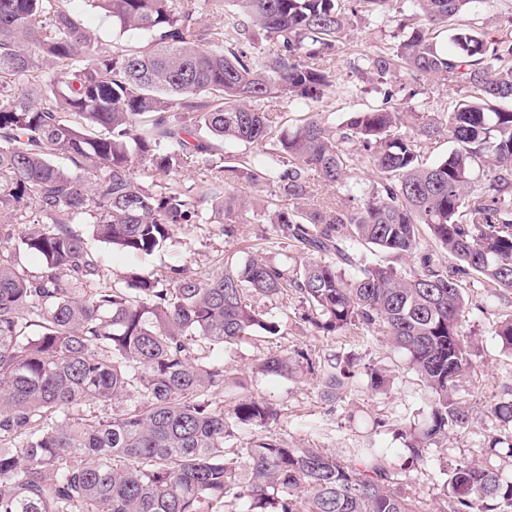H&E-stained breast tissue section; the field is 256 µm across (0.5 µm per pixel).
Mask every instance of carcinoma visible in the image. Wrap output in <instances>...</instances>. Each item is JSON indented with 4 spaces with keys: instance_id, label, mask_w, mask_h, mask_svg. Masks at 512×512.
Returning <instances> with one entry per match:
<instances>
[{
    "instance_id": "cac0c4a2",
    "label": "carcinoma",
    "mask_w": 512,
    "mask_h": 512,
    "mask_svg": "<svg viewBox=\"0 0 512 512\" xmlns=\"http://www.w3.org/2000/svg\"><path fill=\"white\" fill-rule=\"evenodd\" d=\"M81 2L112 19L117 37L145 41L100 50L61 0H0V512H238L242 501L243 512H428L390 481L376 448L348 463L277 436L226 449L239 427L268 428L279 411L254 396L224 410L213 401L224 363L194 351L283 334L286 322L254 302L289 292L316 332H377L404 353L431 394L425 422L402 432L412 458L468 426L455 396L471 365L462 278L474 272L512 292V37L466 20L471 0H406L394 16L403 39L354 69L410 71L467 96L414 113L385 93L336 129L314 111L333 87L326 63L351 18L384 16L392 0ZM228 5L236 20L201 23ZM256 28L274 50L256 47ZM410 116L417 138L401 131ZM444 135L454 151L425 165L427 142ZM363 158L379 173L368 195L314 203L310 172L334 188ZM200 164L211 178H171ZM228 179L274 188L259 222L311 258L105 273L95 242L149 256L204 222L234 238L247 202ZM86 217L90 239L72 228ZM425 232L455 266L425 255L402 273L359 255L362 246L410 257ZM24 255L40 266L27 268ZM494 334L512 350V315ZM296 366L281 351L258 371ZM351 375L322 371L323 398L336 400ZM445 488L451 512H512V480L488 466L458 463Z\"/></svg>"
}]
</instances>
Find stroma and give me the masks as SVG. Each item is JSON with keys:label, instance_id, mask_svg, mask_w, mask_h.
<instances>
[{"label": "stroma", "instance_id": "35a3bbf8", "mask_svg": "<svg viewBox=\"0 0 512 512\" xmlns=\"http://www.w3.org/2000/svg\"><path fill=\"white\" fill-rule=\"evenodd\" d=\"M511 14L512 0H471L467 12L495 37L512 33L506 23ZM397 42L394 24L352 20L344 51L336 60L334 87L320 104L329 123L340 126L349 113L362 111L378 99L380 83L359 74L353 62ZM388 82L401 94H415L428 112L447 111L449 104L462 96L459 88L427 84L407 73L389 77ZM240 193L247 197L249 209L241 215L235 238L224 239L214 224L180 229L160 251L140 260V267L157 272L179 264L204 269L219 258L241 263L255 254L279 264L301 261L302 255L296 250L266 243L265 225L251 221L253 211L262 210L269 189L244 187ZM462 285L469 308L465 332L473 369L462 379L457 397L469 407L471 419L468 427L451 431L432 445L427 463L413 461L401 437L403 430L421 423L428 410V395L417 375L407 368L403 354L380 335L314 333L303 321L293 295L269 307L271 315L287 317L284 335L258 333L225 348L226 386L220 398L230 403L247 394L276 404L280 417L273 430L292 446L324 448L344 461L351 460L356 449H380L388 469L407 492L423 501L428 512H446L443 484L455 464L473 461L512 476L511 457L486 452L490 441L503 430L492 408L512 397V351L502 348L492 329L496 320L512 314V293L487 287L480 276L471 274L465 276ZM280 349L304 354L305 360L295 373L281 377L255 372L259 359ZM329 358L352 359L357 371L352 385L333 403L321 399L316 372ZM369 367L386 370L389 382L385 388L371 389L364 374Z\"/></svg>", "mask_w": 512, "mask_h": 512}]
</instances>
